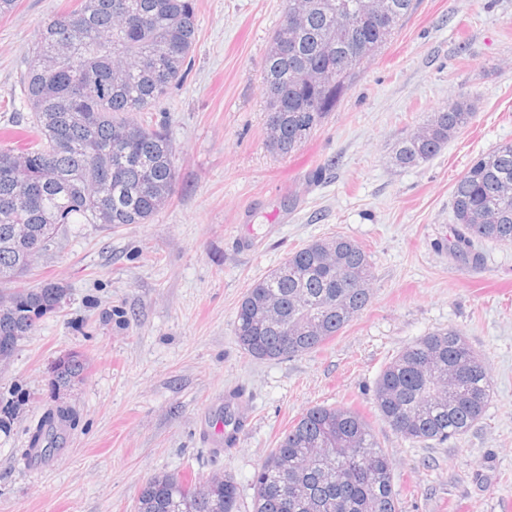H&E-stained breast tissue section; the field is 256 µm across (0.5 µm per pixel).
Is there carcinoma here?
Returning a JSON list of instances; mask_svg holds the SVG:
<instances>
[{"mask_svg":"<svg viewBox=\"0 0 512 512\" xmlns=\"http://www.w3.org/2000/svg\"><path fill=\"white\" fill-rule=\"evenodd\" d=\"M358 0H307L301 32L281 26L266 52L264 83L288 96L267 97V118L278 123L273 149L289 154L317 127L352 85V70L318 87L309 75L336 62L347 45L385 43L413 0H386L389 25L360 22L336 37L338 17ZM194 0H76L74 8L39 26L22 79L31 112L24 146L0 144V349H17L37 320L56 310L65 288L47 282L16 289L64 224H149L171 199L173 148L165 131L138 120L183 78L196 44ZM472 104L460 98L433 112L425 134L395 147L397 165L427 162L467 126ZM452 210L460 225L451 244L466 256L476 240L512 243V144L474 162L455 183ZM367 252L344 237L316 240L288 253L255 281L238 306L234 335L260 360L318 350L371 300ZM276 306L278 323L263 317ZM86 363L68 355L51 368V384L81 378ZM491 382L467 337L456 329L420 337L379 374L374 400L380 415L411 444L445 442L483 416ZM72 421L64 406L46 410L29 430L36 461ZM253 512H401L393 464L356 411L315 406L281 436L253 478ZM233 478L215 474L202 484L161 475L140 491L136 512H237Z\"/></svg>","mask_w":512,"mask_h":512,"instance_id":"1","label":"carcinoma"}]
</instances>
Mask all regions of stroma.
<instances>
[{"label":"stroma","mask_w":512,"mask_h":512,"mask_svg":"<svg viewBox=\"0 0 512 512\" xmlns=\"http://www.w3.org/2000/svg\"><path fill=\"white\" fill-rule=\"evenodd\" d=\"M67 0H18L0 18V128L26 114L21 76L40 23ZM285 0H196L187 77L148 114L175 151L169 205L149 224H67L26 285H62L0 368L16 415L0 431V512H134L151 478L221 471L252 512L253 476L286 429L317 405L361 414L393 462L402 512H512V244L448 248L455 182L512 143V0H414L350 89L290 154L266 142L264 60ZM464 129L402 168L394 148L459 98ZM341 236L373 266L367 308L317 351L245 354L237 308L287 253ZM456 328L482 357L491 395L480 421L444 443L405 442L380 416L374 383L402 349ZM87 368L56 390L54 361ZM74 421L45 461L28 430L55 405ZM249 420L224 446L225 406Z\"/></svg>","instance_id":"1"}]
</instances>
